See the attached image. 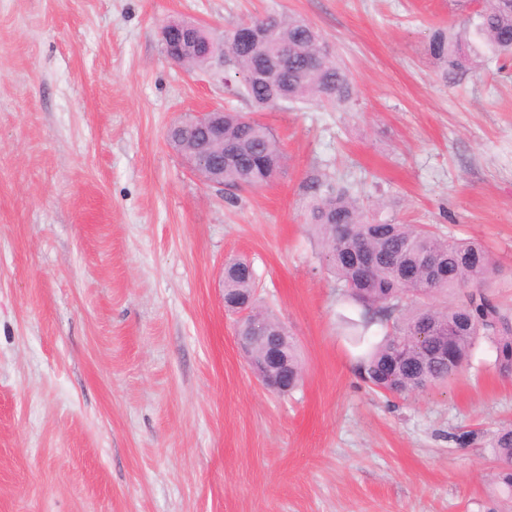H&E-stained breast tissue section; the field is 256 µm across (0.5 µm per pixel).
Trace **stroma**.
Masks as SVG:
<instances>
[{
  "label": "stroma",
  "instance_id": "stroma-1",
  "mask_svg": "<svg viewBox=\"0 0 512 512\" xmlns=\"http://www.w3.org/2000/svg\"><path fill=\"white\" fill-rule=\"evenodd\" d=\"M478 0H0V512H507L488 442L512 377L480 342L450 383L371 391L306 222L319 172L376 218L482 242L512 309V61L446 72L428 45ZM310 22L352 99L256 112L170 62L172 21L222 36ZM255 115L288 162L202 182L166 141L185 114ZM251 262L304 377L265 389L222 301ZM474 432L457 443L456 435Z\"/></svg>",
  "mask_w": 512,
  "mask_h": 512
}]
</instances>
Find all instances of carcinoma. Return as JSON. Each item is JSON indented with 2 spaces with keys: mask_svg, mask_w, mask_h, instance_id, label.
Here are the masks:
<instances>
[{
  "mask_svg": "<svg viewBox=\"0 0 512 512\" xmlns=\"http://www.w3.org/2000/svg\"><path fill=\"white\" fill-rule=\"evenodd\" d=\"M272 19L268 44L231 48L225 39H218L213 60L189 62L187 69H208L221 61L233 66L242 95L262 111L277 102L266 100L268 85L254 77L266 55L277 48L287 59L271 81L288 102L350 100L352 84L315 28L299 17ZM473 42L495 54H512V0H498L482 9L473 27L462 34L435 32L429 51L457 70L464 67L465 48ZM230 146L237 149V159L224 161L219 178L229 190L261 187L283 168L284 152L272 129L243 113L224 112V147ZM308 190L312 201L307 223L321 247L320 259L338 281L342 295L358 307V326L364 333L377 324L389 327L359 357L356 370L364 383L396 396L445 384L462 371L482 339L492 345L494 368L503 376L512 373V314L501 310L485 291L495 270L485 246L445 239L425 227L377 220L348 188L333 186L318 174L309 176ZM224 284L233 289L228 303L241 306L248 301L239 330L253 337L252 351L259 357L281 323L256 306V276L248 261H227ZM441 294L454 301L441 307L428 303ZM282 352L275 375L291 391L303 377L292 337L286 338ZM490 448L502 465L504 492L512 497L511 424L493 433Z\"/></svg>",
  "mask_w": 512,
  "mask_h": 512,
  "instance_id": "1",
  "label": "carcinoma"
}]
</instances>
